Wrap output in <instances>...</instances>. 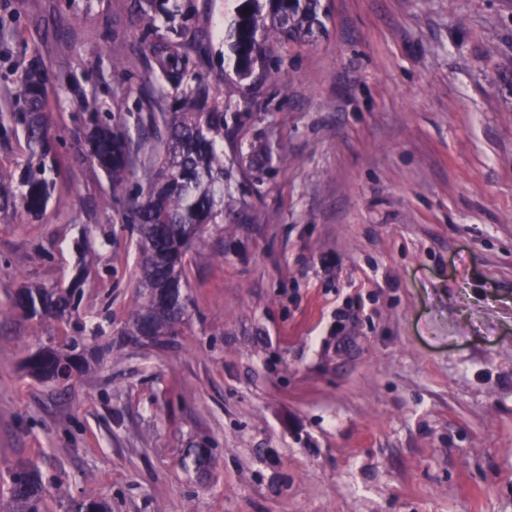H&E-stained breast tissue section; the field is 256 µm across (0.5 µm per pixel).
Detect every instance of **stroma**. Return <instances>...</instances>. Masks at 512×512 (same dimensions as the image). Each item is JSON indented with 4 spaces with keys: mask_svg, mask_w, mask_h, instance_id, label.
<instances>
[{
    "mask_svg": "<svg viewBox=\"0 0 512 512\" xmlns=\"http://www.w3.org/2000/svg\"><path fill=\"white\" fill-rule=\"evenodd\" d=\"M180 3L232 176L188 318L150 345L124 334L137 232L102 213L84 134L145 111L164 22L132 0H0V98L41 69L62 171L40 218L0 224V303L83 278L70 322L0 317V471H36L43 512L88 492L112 512H512V0H320L314 37L245 80L223 36L239 0ZM97 325L114 351L88 372L24 369ZM200 443L209 466L185 469Z\"/></svg>",
    "mask_w": 512,
    "mask_h": 512,
    "instance_id": "35a3bbf8",
    "label": "stroma"
}]
</instances>
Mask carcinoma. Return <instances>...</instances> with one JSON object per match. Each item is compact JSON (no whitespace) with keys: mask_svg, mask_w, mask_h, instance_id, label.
<instances>
[{"mask_svg":"<svg viewBox=\"0 0 512 512\" xmlns=\"http://www.w3.org/2000/svg\"><path fill=\"white\" fill-rule=\"evenodd\" d=\"M136 11L162 13L169 34L157 36L148 47L159 93L148 100L146 115H137L132 136L126 122L101 124L92 119L86 136L89 160L102 170L111 190L101 209L122 207L125 223L138 234V300L126 330L128 336H171L188 317L187 256L212 224L224 226V98L201 73L204 35L186 24L188 15L157 0H133ZM243 0L227 33L236 74L248 78L262 60L268 40L280 43L311 36L321 27L319 0ZM40 70L32 65L17 80L8 102L0 106V132L22 134L26 161L19 186L14 175L0 173V223L12 224L25 214L39 218L46 210L55 172L50 159V117ZM142 181L130 196V178ZM77 250L82 269L97 255L89 225H83ZM79 280L63 287L26 286L13 291L1 315L15 313L27 321L66 322L77 308ZM88 367L84 349L74 339L63 348L41 347L25 360L34 377L60 383ZM3 512H41L43 488L28 470L0 475ZM71 512H111L110 504L90 494L73 501Z\"/></svg>","mask_w":512,"mask_h":512,"instance_id":"cac0c4a2","label":"carcinoma"}]
</instances>
